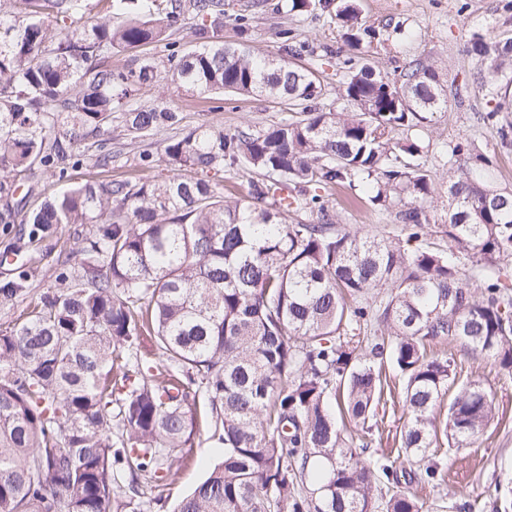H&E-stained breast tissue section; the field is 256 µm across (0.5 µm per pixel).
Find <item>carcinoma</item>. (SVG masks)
<instances>
[{"mask_svg":"<svg viewBox=\"0 0 512 512\" xmlns=\"http://www.w3.org/2000/svg\"><path fill=\"white\" fill-rule=\"evenodd\" d=\"M0 8V195L42 174L82 165L105 169L104 136L122 118L135 138L178 130V109L141 106L134 92L163 82L187 93L260 94L303 114L264 130L224 132L201 124L145 150L138 166L173 175L131 183L86 180L28 209L22 222L101 224L90 261L31 318L0 331V512H141L143 483L172 468L192 444L190 389L208 396L224 458L177 512H428L401 486L444 484L428 461L408 472L383 452L360 459L344 420L368 435L384 395L382 368L403 381L400 448L426 460L443 444L467 448L495 416L479 381L454 383L451 362L431 355L457 339L512 370V191L492 186L491 161L448 147L449 250L404 248L335 224L321 192L359 184L379 207L399 206L418 240L429 233L423 204L434 179L416 157L424 146L394 140L448 103L433 67L412 62L399 83L358 53L376 39L355 0H283L276 11L316 7L346 30L343 97L349 112L317 107L313 72L219 40L225 21L246 31L224 0H7ZM190 26L194 45L173 36ZM162 43L154 56L114 67L112 56ZM469 51L481 87L512 86V37L475 32ZM512 105L482 120L501 137ZM261 176L246 197L211 180L224 168ZM300 188L290 199L288 184ZM319 221L288 223V206ZM23 292L0 285V303ZM151 339L163 368L112 381L121 349ZM122 429L112 439V427ZM126 476L115 485L116 473ZM396 490L382 493L387 486Z\"/></svg>","mask_w":512,"mask_h":512,"instance_id":"obj_1","label":"carcinoma"}]
</instances>
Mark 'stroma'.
<instances>
[{
    "instance_id": "1",
    "label": "stroma",
    "mask_w": 512,
    "mask_h": 512,
    "mask_svg": "<svg viewBox=\"0 0 512 512\" xmlns=\"http://www.w3.org/2000/svg\"><path fill=\"white\" fill-rule=\"evenodd\" d=\"M229 13L247 16L246 33L225 25L220 34L224 43H245L254 52L281 57L282 29L291 30L306 49L297 56V65L317 73L322 86L318 106L342 110L344 71L339 57L325 55L324 46L344 47L342 31L324 15L277 13L271 7L254 6L253 0H224ZM364 25L375 29L377 39L365 56L389 77H397L409 62L421 59L433 65L448 87V105L411 131L397 132L399 140L420 142L424 150L417 161L435 180V195L426 212L430 232L421 245L444 250L448 238L443 231L448 214V144L469 143L473 152L492 159L493 185L512 190V137L501 139L496 128L483 124L482 112L489 98L476 80L477 61L467 52L473 32L492 36L512 34V0H357ZM135 99L142 104L166 102L180 108L182 131L207 123L232 131L240 127L262 129L287 120L289 112L281 102L260 95L225 96L223 101L178 94L163 83L143 86ZM112 166L109 178L138 180L137 157L142 150L161 153L163 135L135 138L121 123L112 125ZM335 210V222L349 230L377 234L407 243L408 232L397 218L396 208L373 206L359 191L335 187L325 193ZM99 230L95 224H63L54 232L32 236L27 224H0V254L10 253V263L0 265V283L23 279L24 293L12 304L0 305V330L27 319L31 304L56 291L62 276H75L90 242ZM437 353L447 355L458 378L481 381L491 392L496 417L483 434L464 449L432 448L430 460L447 474L443 487L412 484L411 489L424 505H439V512H491L490 497L495 484L512 473V371L502 369L492 359L474 353L459 341L443 342ZM404 421L401 394L393 392L386 405L377 409L378 429L364 460H372L380 449L398 446ZM224 457V446L201 429L191 447L183 449L169 475L149 482L144 512H173L178 501L189 493Z\"/></svg>"
}]
</instances>
